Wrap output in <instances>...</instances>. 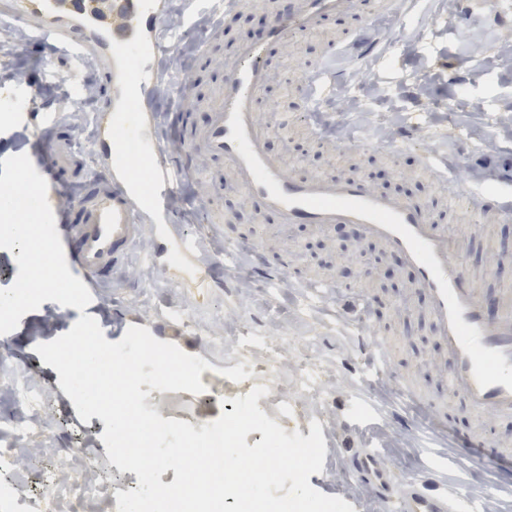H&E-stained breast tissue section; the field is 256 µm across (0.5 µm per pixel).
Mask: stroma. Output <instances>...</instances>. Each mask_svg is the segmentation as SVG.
Instances as JSON below:
<instances>
[{"label":"stroma","instance_id":"stroma-1","mask_svg":"<svg viewBox=\"0 0 512 512\" xmlns=\"http://www.w3.org/2000/svg\"><path fill=\"white\" fill-rule=\"evenodd\" d=\"M237 3L224 21L199 4L195 25L156 62L165 77L153 103L158 137L168 162L192 171L179 190L173 222L194 238L195 253L185 263L169 261L170 242L144 233L122 265L97 274L85 311L46 301L1 338L7 349L0 356V438L11 437L19 411L4 384L16 376L44 397L43 425L27 438L40 452L17 481L20 494L38 493L42 472L66 461L79 434L94 440L99 457L107 455L104 421L80 419L58 371L35 350L68 332L83 314L98 322L108 341L121 340L127 326L145 327L157 340L209 363L200 376L204 396L161 393L163 419L205 424L220 417L221 400L280 383L288 391L289 430L306 437L311 421L321 425L324 494L359 498L360 512L398 508L395 501L370 498L357 473L346 469L365 436L345 426L357 411L358 392L371 391L381 406L385 422L372 437L398 483L421 470L423 457L420 433L397 407L396 381L413 380L433 405L447 409L450 426L512 441V420H495L462 399H449L434 373L447 359L410 270L371 240L341 243L312 224L276 232L279 217L259 211L223 162L184 157L191 132L207 119L204 100L223 85L224 64L238 43L264 41L271 15L286 13L285 0ZM500 11L506 23L493 21L478 0H469L464 11L456 0H414L409 8L396 0H354L343 21L269 46L272 79L259 98L268 147L292 176L357 175L380 191L425 205L441 232L465 242L464 263L478 294L495 299L512 296V257L499 249L512 223L462 218L465 201L449 196L423 157L450 163L452 176L463 183L478 178L497 185L512 178V0H500ZM18 69L25 75L16 81ZM312 69L324 71L330 83L313 108L303 102V75ZM114 97L89 60L32 38L21 15L0 12V159L33 154L42 141H69L73 157L56 175L60 192L50 196L52 207L96 191L101 165L95 117L111 109ZM46 113L57 116L55 129L43 127ZM228 238L261 242L272 258L287 259L290 286L271 292L245 255L235 268L224 269L219 256ZM345 267L352 268L351 276H342ZM315 277L336 280L340 294L310 296L302 284ZM360 295L373 303L371 328L387 339L396 376L370 389L360 379L358 332L339 317L340 308ZM243 336L281 342L289 365L271 376L237 382L224 377V370L251 360L240 351ZM304 363L318 371V392L301 389L298 367ZM491 466L483 456L449 468V493L483 496Z\"/></svg>","mask_w":512,"mask_h":512}]
</instances>
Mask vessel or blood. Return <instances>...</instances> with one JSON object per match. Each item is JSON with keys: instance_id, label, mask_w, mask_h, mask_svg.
Instances as JSON below:
<instances>
[{"instance_id": "vessel-or-blood-1", "label": "vessel or blood", "mask_w": 512, "mask_h": 512, "mask_svg": "<svg viewBox=\"0 0 512 512\" xmlns=\"http://www.w3.org/2000/svg\"><path fill=\"white\" fill-rule=\"evenodd\" d=\"M15 8L43 37L75 44L84 56H99L106 80L119 90L112 112L98 116V128L112 145L103 157L107 177L95 193L77 200L81 218L67 227L78 242L73 265L87 277L116 266L147 231L171 241L178 256L192 255L194 240L170 222L172 200L188 170L168 164L148 117L160 82L152 61L165 53L159 30L169 0H15ZM348 9V0H297L290 16L271 19L267 38L282 42ZM268 81L262 45L239 43L216 105L190 137L191 152L224 161L236 184L261 211L277 214L283 226L313 224L329 234L337 225L357 224L366 238L413 269L415 286L427 296L426 311L449 360L443 374L449 396H463L473 410L494 418L512 419V312H504L498 322L486 321L461 262V243L442 234L426 208L410 198L378 191L359 178L296 179L288 174L281 157L269 152L268 131L257 112V94ZM131 87L138 105L133 118L125 96ZM130 133L140 156L151 161L147 169L133 166L114 149ZM425 163L454 193L465 194L473 209H482L492 193L485 185L450 181L447 165L433 157ZM360 345L372 353L367 377L387 376L391 363L385 337L364 336ZM440 440L439 433L428 436L429 466L406 482L401 512H461L462 501L442 485L448 455L438 450ZM362 455L368 480L389 487L379 451L366 449Z\"/></svg>"}]
</instances>
